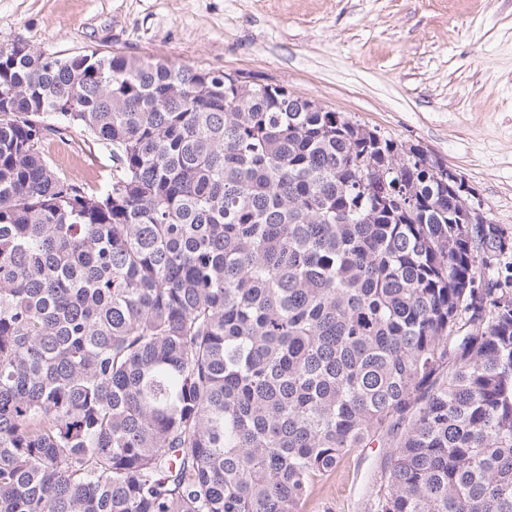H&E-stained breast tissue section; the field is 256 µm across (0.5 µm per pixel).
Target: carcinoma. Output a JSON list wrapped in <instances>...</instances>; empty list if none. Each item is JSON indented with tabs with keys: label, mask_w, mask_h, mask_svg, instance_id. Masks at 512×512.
<instances>
[{
	"label": "carcinoma",
	"mask_w": 512,
	"mask_h": 512,
	"mask_svg": "<svg viewBox=\"0 0 512 512\" xmlns=\"http://www.w3.org/2000/svg\"><path fill=\"white\" fill-rule=\"evenodd\" d=\"M437 168L279 84L0 38V512H302L356 448L370 512H512V232ZM46 149L57 167L77 173L94 190L103 187L112 169L110 147L92 141L76 127L50 135Z\"/></svg>",
	"instance_id": "1"
}]
</instances>
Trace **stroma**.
I'll return each mask as SVG.
<instances>
[{
  "mask_svg": "<svg viewBox=\"0 0 512 512\" xmlns=\"http://www.w3.org/2000/svg\"><path fill=\"white\" fill-rule=\"evenodd\" d=\"M0 37L282 85L421 145L512 231V0H0ZM46 149L95 190L112 169L110 148L76 127ZM385 465L382 449L352 450L303 512H368Z\"/></svg>",
  "mask_w": 512,
  "mask_h": 512,
  "instance_id": "1",
  "label": "stroma"
}]
</instances>
